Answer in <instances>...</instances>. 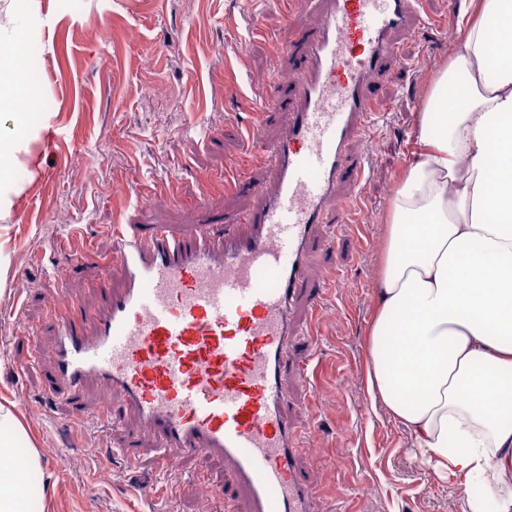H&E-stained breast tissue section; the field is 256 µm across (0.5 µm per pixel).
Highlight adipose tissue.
<instances>
[{
    "label": "adipose tissue",
    "mask_w": 512,
    "mask_h": 512,
    "mask_svg": "<svg viewBox=\"0 0 512 512\" xmlns=\"http://www.w3.org/2000/svg\"><path fill=\"white\" fill-rule=\"evenodd\" d=\"M0 0V187L36 117L17 17ZM469 81L457 83L458 70ZM367 391L461 512H512V0H467L395 191L368 330ZM17 426L0 413V512H31Z\"/></svg>",
    "instance_id": "ef3b65f1"
}]
</instances>
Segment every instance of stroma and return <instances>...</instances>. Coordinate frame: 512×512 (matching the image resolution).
Instances as JSON below:
<instances>
[{"instance_id": "1", "label": "stroma", "mask_w": 512, "mask_h": 512, "mask_svg": "<svg viewBox=\"0 0 512 512\" xmlns=\"http://www.w3.org/2000/svg\"><path fill=\"white\" fill-rule=\"evenodd\" d=\"M40 33L26 63L39 68L38 109L46 122L22 143L7 187L12 207L0 214V407L19 425V460L36 456L25 479L33 512H245L228 465L178 456L160 469L152 439L127 420L99 417L103 391L89 384L80 401L36 358L55 340L46 314L60 291L90 307L106 297L89 292L117 255L113 217L133 224H231L252 203L247 189L225 195L217 177L244 156L241 124L259 105L244 101L224 72L240 49L239 78L290 84L299 58L272 61L273 43H294L314 29L320 10L285 20L272 0H39ZM461 0H424L422 37H400L391 69L374 89L383 110L351 156L372 151L362 183L342 179L325 223L312 229L318 246L308 275L336 286L320 314L315 345L301 347L305 374L288 375V414L305 480L317 491L315 512H460L461 492L436 480L414 456L405 431L365 392L367 332L374 314L391 202L417 118L452 44L444 17L458 18ZM248 13L267 32L231 31L230 15ZM361 195L364 232L343 222V202ZM64 279H57V272ZM143 449L138 463L123 454L128 440ZM158 480L160 497L139 496L137 484ZM222 495H215V488Z\"/></svg>"}]
</instances>
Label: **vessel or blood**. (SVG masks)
<instances>
[{"instance_id":"b4317fda","label":"vessel or blood","mask_w":512,"mask_h":512,"mask_svg":"<svg viewBox=\"0 0 512 512\" xmlns=\"http://www.w3.org/2000/svg\"><path fill=\"white\" fill-rule=\"evenodd\" d=\"M321 24L304 38L293 79L287 134L261 141L264 180L252 208L221 228L116 224L118 278L85 335L72 306H56L53 371L72 398L89 382L109 396L102 418L134 414L153 436L160 462L171 452L226 462L247 512H313L314 491L291 448L284 380L297 370L299 342H312L327 285L306 269L311 228L323 223L344 175L361 179L367 155L348 144L380 111L373 82L396 59L400 35L423 21L412 0H320ZM307 309L306 328L297 313Z\"/></svg>"}]
</instances>
